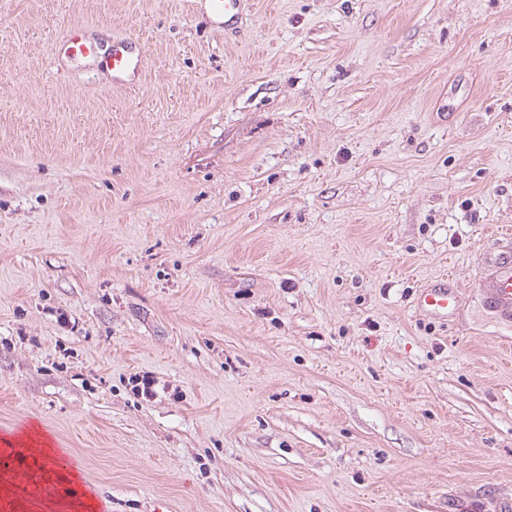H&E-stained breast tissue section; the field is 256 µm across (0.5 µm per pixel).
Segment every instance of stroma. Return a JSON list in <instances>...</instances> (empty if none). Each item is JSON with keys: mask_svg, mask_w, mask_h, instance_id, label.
<instances>
[{"mask_svg": "<svg viewBox=\"0 0 512 512\" xmlns=\"http://www.w3.org/2000/svg\"><path fill=\"white\" fill-rule=\"evenodd\" d=\"M250 2L227 37L189 0H0V434L107 512H501L512 0ZM73 25L138 36L136 85L54 59ZM494 299L503 309L512 310V251L498 253L491 259ZM418 305L430 314L448 319V312L456 306L455 297L448 291V278L442 276L420 294Z\"/></svg>", "mask_w": 512, "mask_h": 512, "instance_id": "obj_1", "label": "stroma"}]
</instances>
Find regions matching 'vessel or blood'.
<instances>
[{
    "label": "vessel or blood",
    "instance_id": "b4317fda",
    "mask_svg": "<svg viewBox=\"0 0 512 512\" xmlns=\"http://www.w3.org/2000/svg\"><path fill=\"white\" fill-rule=\"evenodd\" d=\"M248 0H204L205 12L215 29L233 28L243 15ZM55 51L67 58H91L98 65L112 74V83L117 87H126L136 80L143 66V50L138 40L125 38L114 41L107 51L88 41L82 27L73 26L56 42ZM493 268L494 299L503 309L512 310V251L506 250L495 255L491 260ZM418 305L430 314L444 318L456 306L454 296L448 290L447 279L436 280L420 294ZM29 450L23 444L16 443L0 450V465L11 468L14 481L23 487L31 498L40 499L53 492L47 484L34 482L26 466ZM48 468H66L74 472L70 481V495L80 501L92 497V490L76 474L78 462L63 449H56L52 458L47 459Z\"/></svg>",
    "mask_w": 512,
    "mask_h": 512
}]
</instances>
